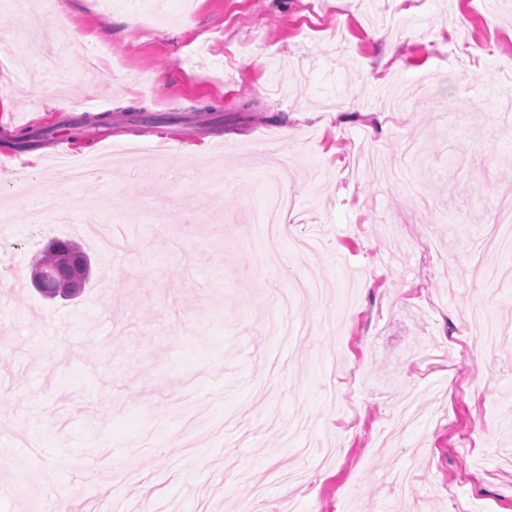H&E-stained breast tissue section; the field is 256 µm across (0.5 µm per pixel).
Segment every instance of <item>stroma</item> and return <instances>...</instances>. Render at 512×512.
Masks as SVG:
<instances>
[{
	"mask_svg": "<svg viewBox=\"0 0 512 512\" xmlns=\"http://www.w3.org/2000/svg\"><path fill=\"white\" fill-rule=\"evenodd\" d=\"M0 43V512H512V255L483 248L512 0H0ZM60 140L129 151L62 218ZM272 142L293 208L259 267ZM53 239L92 262L71 300L31 283Z\"/></svg>",
	"mask_w": 512,
	"mask_h": 512,
	"instance_id": "obj_1",
	"label": "stroma"
}]
</instances>
